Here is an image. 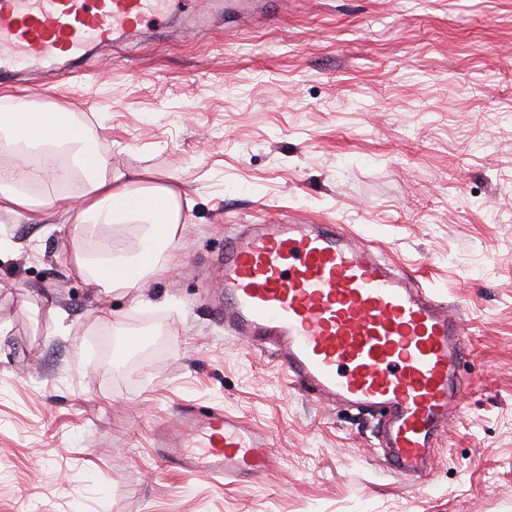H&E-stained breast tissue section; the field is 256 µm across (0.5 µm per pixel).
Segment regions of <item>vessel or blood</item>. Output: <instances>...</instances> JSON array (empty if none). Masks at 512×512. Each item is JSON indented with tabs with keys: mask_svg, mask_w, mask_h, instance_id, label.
<instances>
[{
	"mask_svg": "<svg viewBox=\"0 0 512 512\" xmlns=\"http://www.w3.org/2000/svg\"><path fill=\"white\" fill-rule=\"evenodd\" d=\"M196 0H0V80L161 23ZM230 334L273 350L288 380L329 405L378 415L379 445L398 474L421 483L470 385L466 333L446 303L338 224H253L224 243ZM201 438L199 452L185 444ZM170 467L240 483L277 461L269 432L218 411H176L155 435Z\"/></svg>",
	"mask_w": 512,
	"mask_h": 512,
	"instance_id": "1",
	"label": "vessel or blood"
}]
</instances>
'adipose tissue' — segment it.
I'll return each mask as SVG.
<instances>
[{"mask_svg": "<svg viewBox=\"0 0 512 512\" xmlns=\"http://www.w3.org/2000/svg\"><path fill=\"white\" fill-rule=\"evenodd\" d=\"M2 130L31 154L65 150L81 176L53 203L38 204L26 188L54 181L55 169L50 164L32 161L1 164L0 211L45 224L52 217V207L56 206L81 225H144L142 239L153 247L151 258H144L140 253L123 254L107 241L96 254H76L73 269L90 287L106 293L134 288L150 278L165 276L167 268L161 255L180 235L187 222L186 212L192 206L185 193L165 185L141 186L114 173L110 158L89 145L84 129L72 113L24 107L11 113L9 121H0ZM129 268L137 270V278H125L124 272Z\"/></svg>", "mask_w": 512, "mask_h": 512, "instance_id": "adipose-tissue-1", "label": "adipose tissue"}]
</instances>
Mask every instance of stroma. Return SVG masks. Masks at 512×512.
I'll return each instance as SVG.
<instances>
[{
	"label": "stroma",
	"instance_id": "obj_1",
	"mask_svg": "<svg viewBox=\"0 0 512 512\" xmlns=\"http://www.w3.org/2000/svg\"><path fill=\"white\" fill-rule=\"evenodd\" d=\"M210 16L0 87H38L113 169L193 201L168 276L109 295L72 274L95 241L63 213L48 231L0 212V512H512V0ZM290 221L343 225L460 307L473 386L427 482L388 467L372 417L212 316L225 236ZM178 407L270 432L275 469L227 486L167 469L153 434Z\"/></svg>",
	"mask_w": 512,
	"mask_h": 512
}]
</instances>
